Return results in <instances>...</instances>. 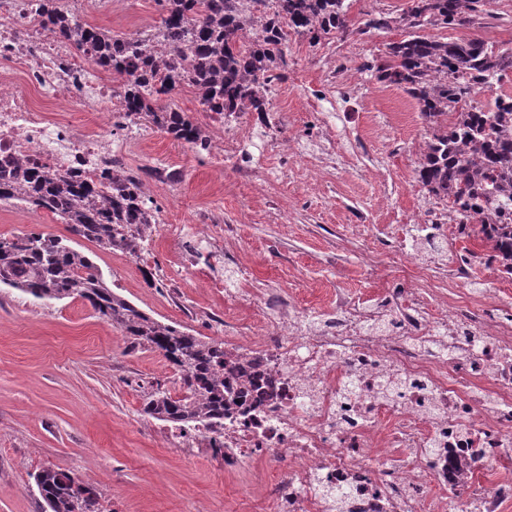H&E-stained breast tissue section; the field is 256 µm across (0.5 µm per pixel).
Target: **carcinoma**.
<instances>
[{
	"instance_id": "cac0c4a2",
	"label": "carcinoma",
	"mask_w": 512,
	"mask_h": 512,
	"mask_svg": "<svg viewBox=\"0 0 512 512\" xmlns=\"http://www.w3.org/2000/svg\"><path fill=\"white\" fill-rule=\"evenodd\" d=\"M158 35L114 36L74 22L57 0H37V12L53 32L121 80L127 117L192 146L208 132L191 116L160 104L188 86L206 112L228 119L267 112V91L286 65L288 36L316 42L347 31L345 0H155ZM491 0H412L397 15L379 13L360 33L399 29L405 37L385 55L363 64L380 82L417 101L429 133L416 172L429 194L459 216L458 233L481 242L486 263L512 277V95L478 105L476 94L512 76V48L480 39L441 41L419 34L428 26L476 24ZM0 201L51 213L71 232L105 250L138 257L157 223V206L129 173L96 183L47 167L0 164ZM40 300L81 299L99 319L137 344L158 350L180 375L185 394L158 384L143 411L180 434L224 426V411L237 399L224 375L244 376L250 361L224 358V343L195 336L180 324L162 323L110 288L101 269L71 240L41 234H0V287ZM50 512H75L73 478L52 468L35 476Z\"/></svg>"
}]
</instances>
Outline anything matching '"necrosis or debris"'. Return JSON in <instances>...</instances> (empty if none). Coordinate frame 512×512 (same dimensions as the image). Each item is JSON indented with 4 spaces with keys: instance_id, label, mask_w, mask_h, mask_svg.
Here are the masks:
<instances>
[{
    "instance_id": "1",
    "label": "necrosis or debris",
    "mask_w": 512,
    "mask_h": 512,
    "mask_svg": "<svg viewBox=\"0 0 512 512\" xmlns=\"http://www.w3.org/2000/svg\"><path fill=\"white\" fill-rule=\"evenodd\" d=\"M97 113L100 126L49 121L40 101ZM131 130L111 80L52 33L33 0H0V161H36L93 175L125 167L112 139ZM454 304L431 317L423 291L381 303L340 294L336 309L308 330L283 321L285 302L268 297L256 339L239 353L272 375L275 392L201 431L223 448L224 466L285 457L286 475L264 491L274 512H331L322 488L346 489L348 512H421L420 488L458 494L456 512H500L512 501V321ZM435 455H426L430 446ZM402 449L401 459L389 451Z\"/></svg>"
}]
</instances>
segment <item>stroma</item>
Segmentation results:
<instances>
[{
  "label": "stroma",
  "mask_w": 512,
  "mask_h": 512,
  "mask_svg": "<svg viewBox=\"0 0 512 512\" xmlns=\"http://www.w3.org/2000/svg\"><path fill=\"white\" fill-rule=\"evenodd\" d=\"M348 37L290 35L288 66L272 83L267 122L251 129L239 155L221 163L171 136L142 126V146L128 153L179 169L172 189L154 188L159 229L140 270L128 259L79 240L108 285L138 309L197 336L223 340L262 315L280 292L307 314L330 308L336 292L378 302L413 292L411 273L392 272L387 240L418 243L431 284L434 317L448 312L451 269L479 242L426 237L417 223H448V204L415 174L426 124L416 101L379 82L362 65L383 54L400 31H364L371 15L397 14L411 0H348ZM475 25L428 27L425 35L483 39L512 48V0H493ZM159 19L155 0H116L88 10L89 24L119 36L143 33ZM208 218V239L196 223ZM66 236L65 224L41 210L0 202V234ZM196 242L194 265L183 241ZM223 281L221 289L207 280ZM182 395L177 372L159 351L133 344L88 303H43L0 288V512H44L34 477L51 467L92 487L103 512H270L250 484L253 464L224 468L203 441L179 437L143 412L152 384Z\"/></svg>",
  "instance_id": "stroma-1"
}]
</instances>
